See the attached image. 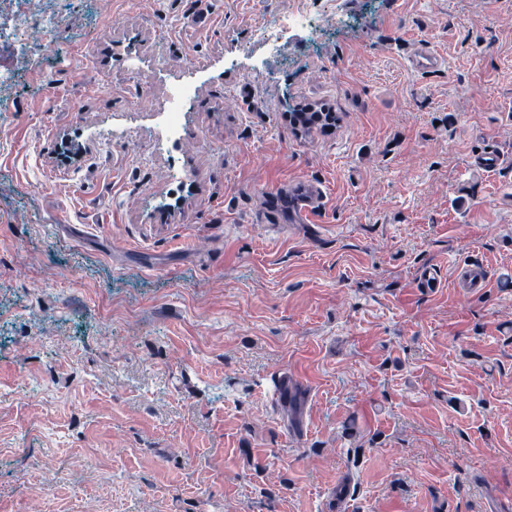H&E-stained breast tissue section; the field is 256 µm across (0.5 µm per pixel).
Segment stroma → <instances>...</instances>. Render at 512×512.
Wrapping results in <instances>:
<instances>
[{
	"instance_id": "1",
	"label": "stroma",
	"mask_w": 512,
	"mask_h": 512,
	"mask_svg": "<svg viewBox=\"0 0 512 512\" xmlns=\"http://www.w3.org/2000/svg\"><path fill=\"white\" fill-rule=\"evenodd\" d=\"M43 8L0 88V512H512V166H475L512 0ZM315 20V14L309 10L290 11L263 26L259 32V41L267 54L276 55L286 33L311 30L315 26ZM293 206L304 217H309L323 202V189L314 181H305L291 192Z\"/></svg>"
}]
</instances>
